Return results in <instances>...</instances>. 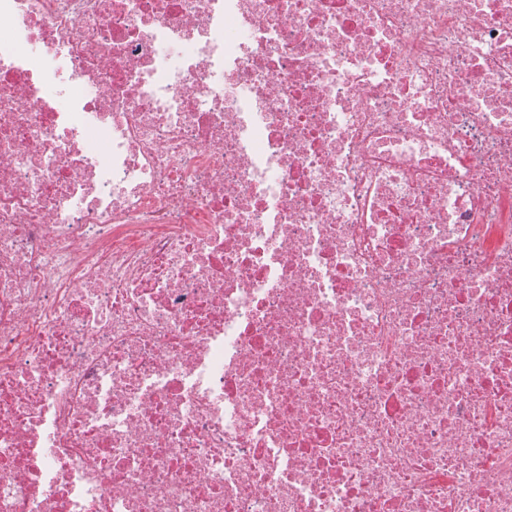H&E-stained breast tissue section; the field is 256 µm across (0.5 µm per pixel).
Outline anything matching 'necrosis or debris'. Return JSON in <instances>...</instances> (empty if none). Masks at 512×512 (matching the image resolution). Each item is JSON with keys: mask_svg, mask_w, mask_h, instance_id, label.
Returning <instances> with one entry per match:
<instances>
[{"mask_svg": "<svg viewBox=\"0 0 512 512\" xmlns=\"http://www.w3.org/2000/svg\"><path fill=\"white\" fill-rule=\"evenodd\" d=\"M0 512H512V0H0Z\"/></svg>", "mask_w": 512, "mask_h": 512, "instance_id": "1", "label": "necrosis or debris"}]
</instances>
